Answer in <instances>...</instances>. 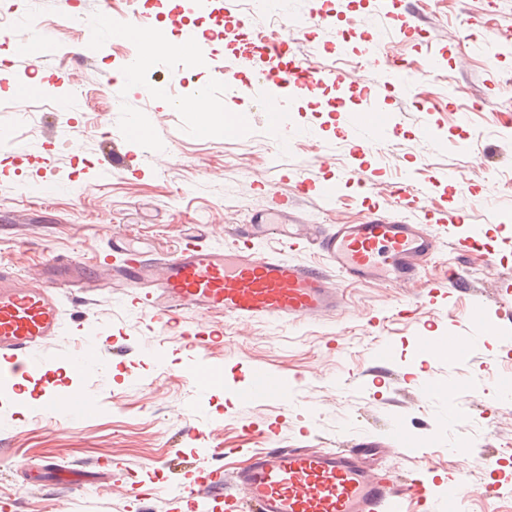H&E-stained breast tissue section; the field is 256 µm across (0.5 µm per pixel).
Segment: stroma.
Returning <instances> with one entry per match:
<instances>
[{"label": "stroma", "instance_id": "35a3bbf8", "mask_svg": "<svg viewBox=\"0 0 512 512\" xmlns=\"http://www.w3.org/2000/svg\"><path fill=\"white\" fill-rule=\"evenodd\" d=\"M286 2L307 21L288 32L293 55L340 69L354 90L344 96L329 83L288 96L283 123L305 135L283 154L247 87L265 57L246 48V36L233 43L216 38L205 65L160 56L132 77L127 57L139 55L136 43L107 38L93 58L72 55L83 39L81 19L97 0H71L66 23L56 0H0L13 39L45 33L55 47L50 59H19L0 39V67L19 81L43 85L40 94L20 101L11 85L0 84V129L11 133L0 142V260L32 283L54 255L78 251L91 259L116 236L156 253L198 234L208 245L223 246L254 208L282 198L309 223H353L365 219L369 206L389 210L385 191L406 180L424 199L398 206L400 216L432 226L448 219L449 235L473 237L478 249L461 256L443 250L415 282L347 285L342 311L316 322L240 326L214 314L188 315L200 327L224 326L223 338L211 340L202 356L187 347L180 329L156 337L120 300L68 305V312L96 326L112 352L98 369L70 376L64 356L77 336L69 327L44 347L51 367L46 376L26 382L21 394L0 385V512H139L145 505L169 512L181 483L221 464L243 465L245 449L261 448L271 428L283 448L372 442L377 452L369 465L428 469L440 483L455 476L463 488L458 512H512V395L498 390L499 377L512 376V353L485 339L453 355L419 344L424 335H470L469 306L495 309L498 285L512 280V126L503 125L497 110L512 98L500 79L512 72V0H425L409 20L415 32L408 40L393 36L400 20L378 0ZM175 7L192 16L194 31L213 28L195 0H110L119 20L134 10L154 15ZM366 29L385 31L384 56L407 61L415 74L425 73L431 54L445 53L441 69L426 79L431 98L397 90L380 95L398 127L367 162L366 181L382 189L379 197L344 178L360 165L344 126L351 113L367 108L364 89L378 75L359 37ZM464 30L470 40L460 39ZM224 65L232 69L234 89L213 77ZM156 86L166 88V96L153 94ZM202 90L225 112L246 114L244 133L201 135L197 113L169 103ZM71 94L80 97V111L61 108ZM430 125L441 146L424 136ZM116 151L126 154L125 166L114 165ZM336 180L343 188L332 203L300 187ZM462 197L468 207L461 213ZM457 263L466 267L471 289L457 299L451 320L447 299L430 305L419 295ZM400 302L409 304V313L393 315ZM373 317L384 319L382 330L370 326ZM383 346L392 352L390 371L370 375ZM203 358L224 372L222 383L206 392L187 374ZM258 366L287 381L286 400H240ZM428 377L455 386L453 397L465 411L458 426L440 420L447 392L422 394ZM62 386L91 398L95 414L33 417L30 398ZM396 422L406 427L414 453L391 451ZM193 426L211 432L234 456L221 461L196 442L180 441V432ZM462 441L472 443V456L454 453ZM49 459L76 471L77 483L58 488L43 470Z\"/></svg>", "mask_w": 512, "mask_h": 512}]
</instances>
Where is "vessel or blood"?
<instances>
[{
    "label": "vessel or blood",
    "mask_w": 512,
    "mask_h": 512,
    "mask_svg": "<svg viewBox=\"0 0 512 512\" xmlns=\"http://www.w3.org/2000/svg\"><path fill=\"white\" fill-rule=\"evenodd\" d=\"M82 54H89L105 34L135 39L146 26L138 17L116 21L108 7L82 21ZM209 33L187 32L178 55L196 64L205 54ZM268 57L253 84L264 91L262 103L279 151H288L294 137L277 115L285 94H306L328 80L344 84V74H331L311 62L290 56L284 34L266 38ZM393 113L372 105L347 128L353 151L375 153L380 137L394 135ZM287 201L276 208L253 210L241 225L238 240L229 247H202L186 243L173 252L153 255L130 244L112 243L104 257L86 259L77 252L55 256L43 265L38 283L17 287L11 266L0 263V379L20 385L45 371L42 352L48 340L65 326L64 303L92 300L114 288L137 318L148 320L156 335L180 327L190 349L201 351L204 329L183 321V314H218L235 324L259 320L283 323L312 321L336 315L343 308L341 282L387 280L414 282L423 264L446 244L441 236L420 224L371 213L361 224H318L313 232L282 234L292 222ZM279 239L288 248L308 243L324 258L320 264L255 249V242ZM468 282L462 268H449L445 280L427 289L428 299L440 290H457ZM487 310L473 306L468 320L475 328L512 346V284L503 283L497 301L496 324ZM104 344L80 340L65 361L70 374L80 375L100 364ZM288 386L258 367L240 396L247 401L284 398ZM370 450L360 443L351 448L311 450L267 448L252 454L247 466L225 473L202 471L184 484L172 499V512H452L461 495L456 479H448L436 494L426 473L400 476L394 468H368Z\"/></svg>",
    "instance_id": "b4317fda"
}]
</instances>
